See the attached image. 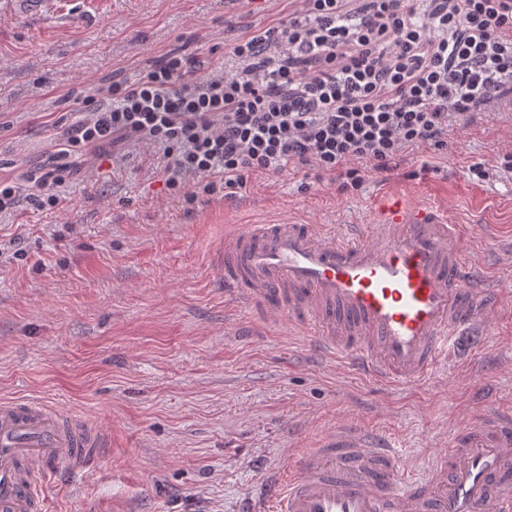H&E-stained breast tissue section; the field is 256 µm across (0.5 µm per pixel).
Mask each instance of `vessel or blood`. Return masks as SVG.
Listing matches in <instances>:
<instances>
[{
	"mask_svg": "<svg viewBox=\"0 0 512 512\" xmlns=\"http://www.w3.org/2000/svg\"><path fill=\"white\" fill-rule=\"evenodd\" d=\"M224 292L352 356L375 381L424 377L464 330L493 323L499 285L474 277L464 227L393 202L374 233L249 224L224 239ZM102 432L37 400H0V512H42L55 468L93 465ZM273 512H512V408L484 411L405 482L379 437L336 430L270 483Z\"/></svg>",
	"mask_w": 512,
	"mask_h": 512,
	"instance_id": "1",
	"label": "vessel or blood"
}]
</instances>
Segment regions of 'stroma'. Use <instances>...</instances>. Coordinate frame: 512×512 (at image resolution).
Segmentation results:
<instances>
[{
  "label": "stroma",
  "instance_id": "obj_1",
  "mask_svg": "<svg viewBox=\"0 0 512 512\" xmlns=\"http://www.w3.org/2000/svg\"><path fill=\"white\" fill-rule=\"evenodd\" d=\"M0 0V176L36 171L96 84L134 81L169 50L201 74L224 47L285 18L287 0ZM512 108L486 112L443 151L358 189L285 168L232 196H171L159 156L126 145L91 157L54 211L0 216V399L82 415L106 439L81 477L58 468L47 512H250L249 490L297 473L333 430L391 440L423 476L481 411L512 405V293L479 335L458 338L419 382L369 380L261 309L224 294V236L265 221L345 232L399 195L465 225L474 265L512 286ZM483 163L477 178L470 167Z\"/></svg>",
  "mask_w": 512,
  "mask_h": 512
}]
</instances>
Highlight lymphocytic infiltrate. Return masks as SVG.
Returning a JSON list of instances; mask_svg holds the SVG:
<instances>
[{
    "instance_id": "1",
    "label": "lymphocytic infiltrate",
    "mask_w": 512,
    "mask_h": 512,
    "mask_svg": "<svg viewBox=\"0 0 512 512\" xmlns=\"http://www.w3.org/2000/svg\"><path fill=\"white\" fill-rule=\"evenodd\" d=\"M226 60L203 76L174 50L134 82L98 86L40 173L0 178V213L24 192L57 208L74 157L118 142L162 153L188 204L289 166L357 188L359 166L445 150L450 132L512 96V0H297Z\"/></svg>"
}]
</instances>
